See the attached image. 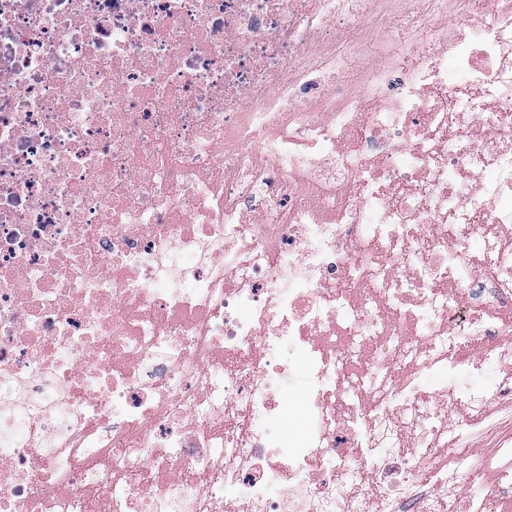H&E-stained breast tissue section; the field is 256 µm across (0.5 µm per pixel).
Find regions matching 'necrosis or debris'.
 I'll return each mask as SVG.
<instances>
[{
    "label": "necrosis or debris",
    "mask_w": 512,
    "mask_h": 512,
    "mask_svg": "<svg viewBox=\"0 0 512 512\" xmlns=\"http://www.w3.org/2000/svg\"><path fill=\"white\" fill-rule=\"evenodd\" d=\"M510 339L512 0H0V512H506Z\"/></svg>",
    "instance_id": "4bbe7bcc"
}]
</instances>
